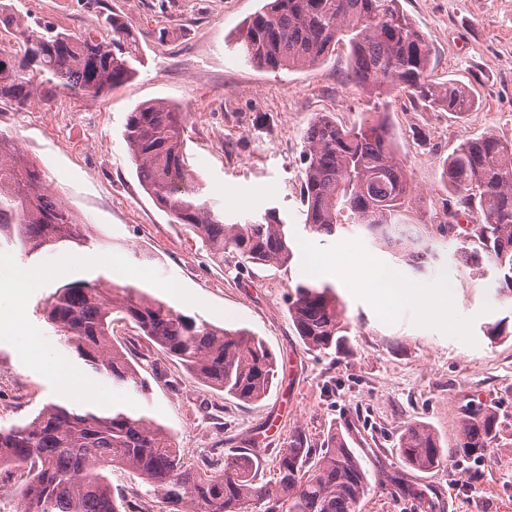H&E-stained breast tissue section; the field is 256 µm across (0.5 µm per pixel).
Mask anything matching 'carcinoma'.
Masks as SVG:
<instances>
[{"label": "carcinoma", "instance_id": "cac0c4a2", "mask_svg": "<svg viewBox=\"0 0 512 512\" xmlns=\"http://www.w3.org/2000/svg\"><path fill=\"white\" fill-rule=\"evenodd\" d=\"M0 23L15 26L20 50L0 49V103L24 106L53 84L96 99L136 74L142 49L136 29L114 14L101 27L73 34L56 25L32 27L0 7ZM344 43L347 78L377 98L359 122L343 127L327 113L313 118L303 138L306 164L300 217L310 234L334 236L359 230L371 243L408 248L410 266L425 271L433 258L428 225L408 224L415 189L382 116L380 95L406 94L431 110L462 115L475 99L460 81L432 78L424 34L399 7V0H269L240 28L235 45L256 68L314 67ZM185 113L162 100L138 105L127 116L123 138L144 189L173 223L199 237L206 250L238 267L285 265L293 256L286 223L276 212L262 219L226 222L224 211L201 198L191 182L185 152ZM452 217L473 223L438 224L441 240L456 241L459 265L497 274L498 294L512 299V141L494 132L462 141L442 171ZM12 230L26 258L51 246L79 245L85 225L49 191L44 171L10 152L0 135V228ZM44 318L67 349L118 388L142 393L137 366L112 342L113 317L177 360L204 385L244 403L268 395L278 363L266 343L245 329H226L173 309L132 285L99 276L80 278L51 294ZM288 314L312 352L339 351L350 326L331 287L296 285ZM462 437L444 449L423 422L401 429L398 451L405 467L425 472L445 457L476 459L497 435L496 413L479 409L462 420ZM276 477L259 478L263 461L248 448H227L184 462L172 435L147 413L125 405L97 408L49 402L23 424L0 427V470L28 467L20 495L24 512H135V503L112 489L110 473L129 470L159 493L173 512H357L371 483L343 434L331 431L313 448L297 428L275 454ZM417 501L420 512H436L424 490L395 477L379 482Z\"/></svg>", "mask_w": 512, "mask_h": 512}]
</instances>
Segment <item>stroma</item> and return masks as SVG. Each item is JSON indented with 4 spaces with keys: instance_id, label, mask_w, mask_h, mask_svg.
<instances>
[{
    "instance_id": "obj_1",
    "label": "stroma",
    "mask_w": 512,
    "mask_h": 512,
    "mask_svg": "<svg viewBox=\"0 0 512 512\" xmlns=\"http://www.w3.org/2000/svg\"><path fill=\"white\" fill-rule=\"evenodd\" d=\"M28 21L71 32L95 28L100 11L120 14L138 31L142 63L119 88L86 100L55 90L22 108L0 104V134L24 144L43 168L57 197L88 231L83 245L47 248L25 258L0 236V426L21 424L45 403L59 401L55 378L34 365L23 348L38 338L63 353L60 336L40 310L55 290L101 275L134 284L175 310L259 336L277 358L276 384L262 400L242 403L199 382L177 361L125 322L113 325L147 384L137 395L94 376L114 404L144 410L164 425L187 462L215 448H252L263 455L262 479H272L274 450L295 428L314 441L329 429L346 433L371 479L399 473L438 497L440 512H512V335L484 336L485 324L512 318V302L497 294L493 274L453 266L454 244L437 241L427 270L414 273L406 258L373 247L357 234L308 237L299 210L303 136L320 112L352 125L374 101L346 81L348 51L310 69L261 70L233 43L242 22L264 0H0ZM425 35L435 81L468 86L478 105L464 116L388 98L385 118L416 197L414 224L447 222L444 160L464 139L492 131L512 140V0H400ZM161 100L188 114L186 153L203 197L230 218L277 208L296 244L286 266L236 269L232 256L210 257L141 186L123 139L137 105ZM336 257L316 270L314 256ZM452 265L453 285L436 270ZM397 272L420 289L426 306L385 310L371 267ZM34 268L42 285L12 295L16 269ZM317 279L333 287L351 324V349L311 352L288 317L297 283ZM493 408L498 433L478 459L452 458L429 472L406 468L396 453L402 427L427 423L452 448L460 420Z\"/></svg>"
}]
</instances>
